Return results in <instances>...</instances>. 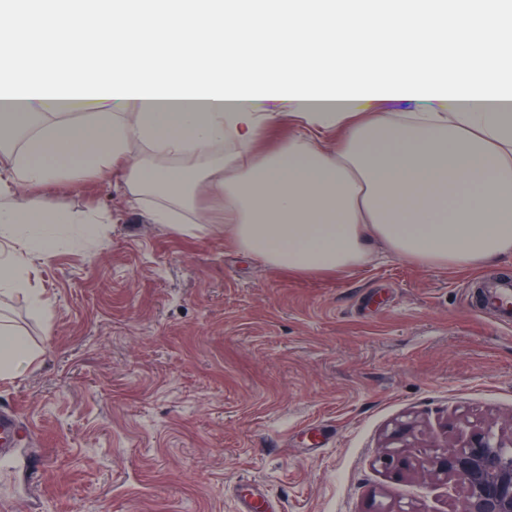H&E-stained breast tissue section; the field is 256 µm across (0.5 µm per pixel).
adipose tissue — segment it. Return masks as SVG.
Wrapping results in <instances>:
<instances>
[{
    "label": "adipose tissue",
    "instance_id": "adipose-tissue-1",
    "mask_svg": "<svg viewBox=\"0 0 512 512\" xmlns=\"http://www.w3.org/2000/svg\"><path fill=\"white\" fill-rule=\"evenodd\" d=\"M180 2L0 14V297L49 324L35 259L92 243L89 217L32 196L65 174L122 178L167 199L156 223L296 277L345 274L377 243L425 268L512 263V0ZM268 93L309 105L311 131L265 151L275 113L240 104ZM63 98L96 110L51 112ZM383 98L419 109L372 111ZM330 126L328 150L312 131ZM40 356L0 322V381Z\"/></svg>",
    "mask_w": 512,
    "mask_h": 512
}]
</instances>
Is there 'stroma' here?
<instances>
[{"label": "stroma", "mask_w": 512, "mask_h": 512, "mask_svg": "<svg viewBox=\"0 0 512 512\" xmlns=\"http://www.w3.org/2000/svg\"><path fill=\"white\" fill-rule=\"evenodd\" d=\"M39 201L105 224L92 248L37 260L50 329L23 299L0 305L43 350L0 381L18 454L39 461L30 483L0 460L14 512H237L252 483L282 512H456L427 459L512 433V325L479 291L512 265L379 252L297 278L154 223V200L123 184L65 178ZM394 447L409 471L384 466Z\"/></svg>", "instance_id": "stroma-1"}]
</instances>
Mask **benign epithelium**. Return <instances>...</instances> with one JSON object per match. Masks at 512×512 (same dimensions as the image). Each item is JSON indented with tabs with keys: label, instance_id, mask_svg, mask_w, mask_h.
<instances>
[{
	"label": "benign epithelium",
	"instance_id": "obj_1",
	"mask_svg": "<svg viewBox=\"0 0 512 512\" xmlns=\"http://www.w3.org/2000/svg\"><path fill=\"white\" fill-rule=\"evenodd\" d=\"M428 465L454 480L458 512H512V436L475 433Z\"/></svg>",
	"mask_w": 512,
	"mask_h": 512
}]
</instances>
